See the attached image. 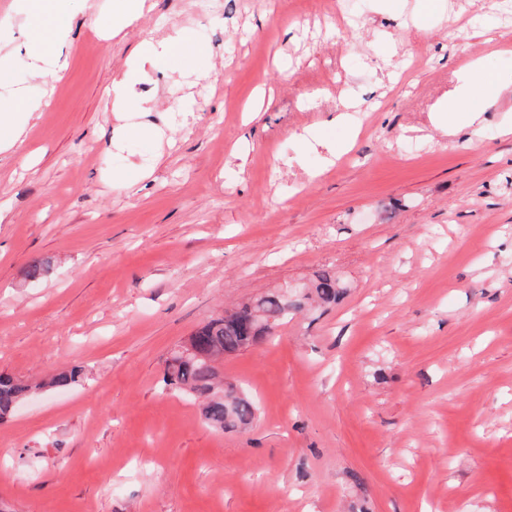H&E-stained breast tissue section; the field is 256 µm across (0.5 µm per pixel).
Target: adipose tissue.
Instances as JSON below:
<instances>
[{"instance_id":"obj_1","label":"adipose tissue","mask_w":512,"mask_h":512,"mask_svg":"<svg viewBox=\"0 0 512 512\" xmlns=\"http://www.w3.org/2000/svg\"><path fill=\"white\" fill-rule=\"evenodd\" d=\"M67 36V29L62 25L51 29L31 27L27 30L25 47L32 61L33 74L46 87H54L63 76L66 64L58 49L65 43ZM205 52V47L195 44L181 28L159 40H144L128 66L112 80L110 93L115 109L123 110L136 97L146 62L181 54L202 55ZM511 86V80L491 78L480 62H472L465 82L455 97L456 104L464 108L467 118L461 124L451 120L440 123V130L452 136L466 133L469 145H477L481 134L482 113L496 102L504 89ZM41 108V101L21 94L15 97L8 108H0V154L14 151Z\"/></svg>"}]
</instances>
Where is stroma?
<instances>
[{
    "mask_svg": "<svg viewBox=\"0 0 512 512\" xmlns=\"http://www.w3.org/2000/svg\"><path fill=\"white\" fill-rule=\"evenodd\" d=\"M146 3L110 37L72 0L47 94L0 0V99L47 102L0 159V372L85 369L0 423V512H512V91L478 149L433 123L472 61L512 75V0ZM175 27L208 55L147 65L115 112ZM128 121L163 136L114 147ZM323 269L335 305L224 359L249 426L163 390L200 324ZM207 52L205 47L195 44L182 28L173 30L159 40H144L128 66L112 79L110 93L113 106L116 110L122 111L134 100L146 62L181 54L203 55Z\"/></svg>",
    "mask_w": 512,
    "mask_h": 512,
    "instance_id": "1",
    "label": "stroma"
}]
</instances>
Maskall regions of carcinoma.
<instances>
[{
  "mask_svg": "<svg viewBox=\"0 0 512 512\" xmlns=\"http://www.w3.org/2000/svg\"><path fill=\"white\" fill-rule=\"evenodd\" d=\"M314 298L304 294L288 297L269 293L257 299V306L245 305L222 317L207 321L191 336L194 353L182 356L176 349L165 362L163 389L185 392L202 399L201 415L217 430L247 425L255 418L256 408L247 395L224 392V378L216 363L226 355L249 349L288 320V316L304 310L310 301L331 304L340 297L336 274L324 270L312 282ZM83 378L79 365L55 370L48 378L29 382L8 373H0V421L12 416L29 397L46 387L64 390L78 385Z\"/></svg>",
  "mask_w": 512,
  "mask_h": 512,
  "instance_id": "cac0c4a2",
  "label": "carcinoma"
}]
</instances>
